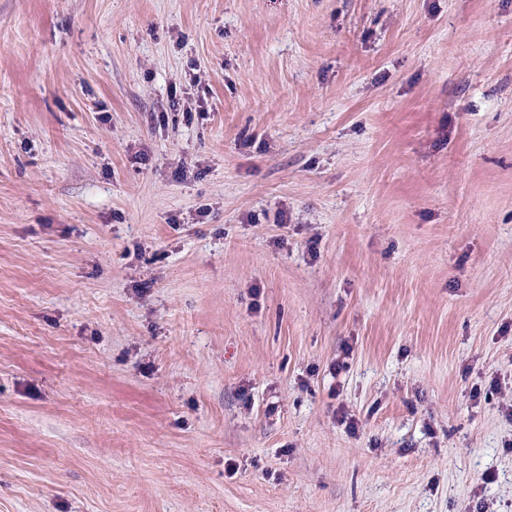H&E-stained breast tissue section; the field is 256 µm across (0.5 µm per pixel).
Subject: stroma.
Segmentation results:
<instances>
[{
    "label": "stroma",
    "mask_w": 512,
    "mask_h": 512,
    "mask_svg": "<svg viewBox=\"0 0 512 512\" xmlns=\"http://www.w3.org/2000/svg\"><path fill=\"white\" fill-rule=\"evenodd\" d=\"M0 512H512V0H0Z\"/></svg>",
    "instance_id": "obj_1"
}]
</instances>
